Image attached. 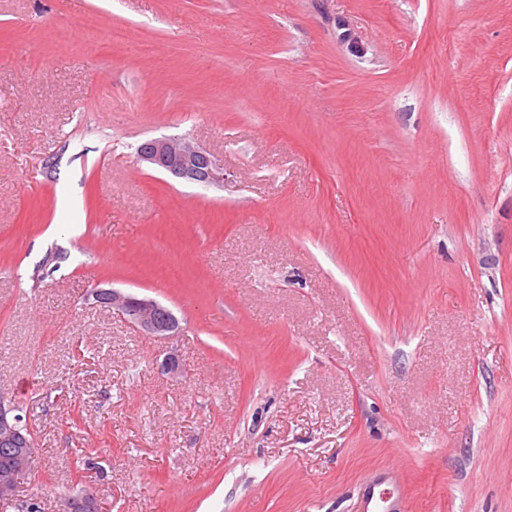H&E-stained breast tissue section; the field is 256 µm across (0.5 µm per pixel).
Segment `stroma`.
<instances>
[{
	"instance_id": "1",
	"label": "stroma",
	"mask_w": 512,
	"mask_h": 512,
	"mask_svg": "<svg viewBox=\"0 0 512 512\" xmlns=\"http://www.w3.org/2000/svg\"><path fill=\"white\" fill-rule=\"evenodd\" d=\"M0 393L44 512H512V0H0ZM140 161L171 178L205 185L224 182V169L214 155L195 147L186 138H153L137 149ZM93 296L100 305L126 315L145 336L163 339L173 336L179 329V321L172 310L152 297L111 288L95 289ZM393 485L390 472L387 476L373 481L365 487L363 493V512H394L396 511L395 500H393L394 489L387 486ZM385 486V487H384ZM389 503L385 511L378 510L381 504Z\"/></svg>"
}]
</instances>
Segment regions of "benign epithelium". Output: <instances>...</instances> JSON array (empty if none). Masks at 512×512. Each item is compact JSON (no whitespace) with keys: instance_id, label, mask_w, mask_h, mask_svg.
Here are the masks:
<instances>
[{"instance_id":"benign-epithelium-1","label":"benign epithelium","mask_w":512,"mask_h":512,"mask_svg":"<svg viewBox=\"0 0 512 512\" xmlns=\"http://www.w3.org/2000/svg\"><path fill=\"white\" fill-rule=\"evenodd\" d=\"M137 155L140 161L175 180L205 185L224 181V169L219 160L185 138L149 139L138 147ZM93 296L100 305L126 315L145 336L163 339L176 334L179 329V321L172 310L152 297L111 288L96 289ZM161 370L171 380L183 375L182 365L174 354L163 360ZM4 444L19 446L12 466L0 473V500L11 503L16 475L27 471L35 456V439L23 417L16 413V407H5L0 396V445ZM66 508L69 512H101L99 501L93 494L68 499Z\"/></svg>"}]
</instances>
